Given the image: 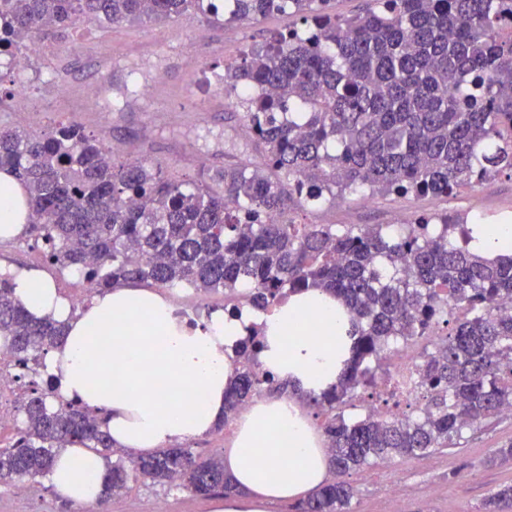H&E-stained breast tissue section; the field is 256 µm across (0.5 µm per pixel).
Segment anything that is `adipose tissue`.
<instances>
[{
  "label": "adipose tissue",
  "mask_w": 512,
  "mask_h": 512,
  "mask_svg": "<svg viewBox=\"0 0 512 512\" xmlns=\"http://www.w3.org/2000/svg\"><path fill=\"white\" fill-rule=\"evenodd\" d=\"M28 216L25 188L12 171L0 169V238L20 236ZM472 230V252L512 256V224ZM5 275L33 318L65 326L44 358L59 397L107 413L114 444L135 454L204 435L223 421L224 391L233 377L229 356L249 323L265 335L258 355L263 368L297 393L334 385L348 357L350 317L334 296L315 288L288 296L269 314L233 320L215 314L191 326L175 317L168 298L146 288L107 289L76 313L44 272L12 267ZM224 467L243 491L224 512H263L270 500L319 486L328 464L323 438L306 412L288 399L267 397L237 419ZM48 483L86 510L102 493V461L82 449L65 452Z\"/></svg>",
  "instance_id": "1"
}]
</instances>
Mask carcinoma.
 Segmentation results:
<instances>
[{
    "label": "carcinoma",
    "mask_w": 512,
    "mask_h": 512,
    "mask_svg": "<svg viewBox=\"0 0 512 512\" xmlns=\"http://www.w3.org/2000/svg\"><path fill=\"white\" fill-rule=\"evenodd\" d=\"M331 0H0V50L62 40L81 27L187 13L224 24L296 13L300 26L272 36L224 68V95L261 147L248 164L185 181L147 158L116 163L104 139L75 124L33 134L0 128V168L29 195L27 233L49 261L96 291L124 283L203 292L250 290L257 308L321 288L348 309L351 355L332 389L304 400L331 411L323 424L325 482L293 512H350L345 476L394 456L419 458L512 405V257L466 248L467 220L420 214L398 234L380 224H299L297 209L327 198L452 196L512 177V0H370L341 17ZM274 214L276 221H266ZM422 352L414 415L334 413L375 388L392 345L440 328ZM64 335L33 319L0 278V344L22 366ZM273 375L234 370L224 418ZM52 381L24 406L22 426L0 448V486L46 476L67 448H93L105 466L107 500L131 479L170 483L204 498L233 496L224 458L183 446L131 457L103 419L75 403L53 405ZM129 458L130 465L124 464ZM512 507V483L482 512Z\"/></svg>",
    "instance_id": "carcinoma-1"
}]
</instances>
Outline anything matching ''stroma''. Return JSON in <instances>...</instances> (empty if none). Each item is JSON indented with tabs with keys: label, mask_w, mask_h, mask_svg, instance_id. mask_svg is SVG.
Here are the masks:
<instances>
[{
	"label": "stroma",
	"mask_w": 512,
	"mask_h": 512,
	"mask_svg": "<svg viewBox=\"0 0 512 512\" xmlns=\"http://www.w3.org/2000/svg\"><path fill=\"white\" fill-rule=\"evenodd\" d=\"M292 13L251 23L216 25L187 15L146 19L108 28L81 29L63 41L48 42L32 55L23 78L31 88L25 103L8 95L16 75L0 68V127L14 126L17 112L36 133L58 123H73L87 133L120 145L122 158L146 157L181 178L195 180L227 164L261 165L255 142L242 136L238 109L217 86L225 65L241 61L251 48L273 34L298 26ZM111 57L102 66V57ZM102 94L88 100L86 88ZM423 213L481 217L495 224L512 220V177L502 175L474 191L448 198L378 195L372 205L361 197L325 201L296 214L301 224H393ZM512 442V414L484 421L454 448H442L411 460L377 463L349 475L354 488L351 512H479L499 485L512 482V461L490 464L496 448ZM31 501L0 492V512H76L47 479L36 481ZM397 503H390V494ZM172 512H216L217 500L197 497L170 484L130 481L112 497L107 512H150L155 500Z\"/></svg>",
	"instance_id": "stroma-1"
}]
</instances>
